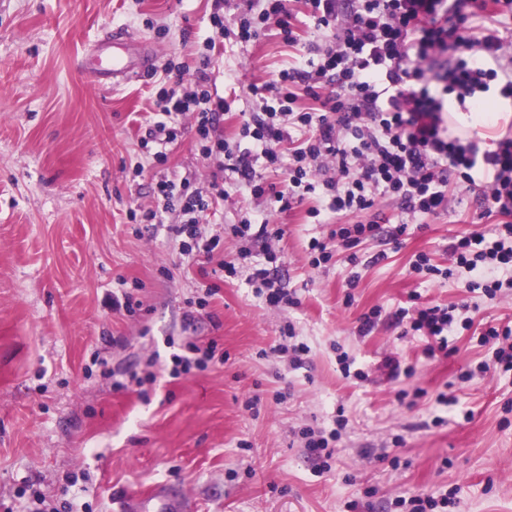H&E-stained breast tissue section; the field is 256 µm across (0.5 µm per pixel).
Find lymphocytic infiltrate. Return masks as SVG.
Returning <instances> with one entry per match:
<instances>
[{"mask_svg":"<svg viewBox=\"0 0 512 512\" xmlns=\"http://www.w3.org/2000/svg\"><path fill=\"white\" fill-rule=\"evenodd\" d=\"M303 5L322 33V44L295 58L277 79L251 86L254 109L235 137L215 134L226 105L212 98L206 72H199L191 92L173 87L159 94L160 118L144 136L156 146V160L165 161L177 139L169 117L187 116L203 157L223 158L233 175L231 189L267 196L269 211L284 213L319 196L329 203L323 209L306 207L310 218L325 211L360 214V222L337 225L328 240L309 241L308 263L315 269L332 257L329 240L348 249V262L355 266L362 242L381 235L400 240L410 220L448 212L456 193L474 194L486 214L499 218L494 235L456 238L449 247L452 267H438L422 253L413 269L425 283L450 279L454 269H462L466 290L490 301L502 289H512V137L483 151L450 135L444 116L448 91L462 102L494 86L502 98H512V64L505 62L501 37L494 31L474 35L487 17L504 27L511 24L512 0H303ZM271 23L285 44H298L287 0H249L237 19L238 36L245 42L257 39ZM435 81L442 83V92L432 91ZM287 141L292 159L284 167L280 152ZM268 169L280 171V180L268 182ZM156 189L163 209L181 213V222L172 227L181 254L212 255L220 241L205 237L201 225L230 189L210 196L171 179L158 181ZM383 199L396 202L402 213L388 229L378 210ZM268 213L248 211L230 225L228 234L242 254L259 246L275 256L274 243L283 232L271 229ZM219 269L229 277L245 276L271 308L299 304L265 265L242 271L223 263ZM391 319L403 334L426 336L422 353L429 359L456 354L454 335L473 324L472 318H459L455 306L437 304L401 307ZM479 343L492 356L464 371L462 380L512 373L511 323H485ZM223 361L217 340H190L171 355L167 371L180 378Z\"/></svg>","mask_w":512,"mask_h":512,"instance_id":"1","label":"lymphocytic infiltrate"}]
</instances>
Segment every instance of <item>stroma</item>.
<instances>
[{"mask_svg":"<svg viewBox=\"0 0 512 512\" xmlns=\"http://www.w3.org/2000/svg\"><path fill=\"white\" fill-rule=\"evenodd\" d=\"M245 6L0 0V502L25 512L17 493L30 483L56 505L72 502V512H119L125 499L158 506L155 490L165 486L178 502L174 512H347V501L363 497L361 512H400L397 498L454 489L459 505L447 512H512V412L504 409L512 378L460 379L489 355L476 340L482 324L512 319V295L469 310L474 325L448 357L425 359L423 337L401 335L390 320L416 290L426 303L471 302L450 280L419 286L411 267L420 252L448 267L456 234L493 233L497 216L483 215L469 194L399 242L381 236L360 244L372 262L359 267L353 288L346 252L334 251L327 267L308 265L310 238H327L336 216L317 224L302 206L274 214L273 226L284 231L277 275L301 301L284 313L267 308L244 277L218 274L221 262L237 259L234 241L190 262L170 236L176 215L159 224L129 219V210L156 208L162 177L195 188L225 178L201 157L186 119L166 162H153L142 137L161 90L190 86L200 55L209 54L211 92L230 109L218 131L229 138L252 109L251 85L276 78L320 40L301 0H292L297 48L273 26L240 42L236 18ZM217 8L228 29L220 38L211 26ZM115 35L126 38L132 63L143 46L155 53L148 74L104 86L91 76L95 47ZM180 63L187 69L178 75ZM229 72L236 83L226 81ZM268 207L265 198L231 194L202 230L223 235L246 210ZM210 282L218 294L189 311L188 299ZM122 291L138 301L136 313L105 307L108 294ZM374 307L381 320L358 335L361 315ZM289 322L310 347L299 370L287 357L262 355L282 343ZM212 338L224 364L169 377L170 356L185 341ZM340 349L365 378L342 375ZM388 356L415 365V376L390 381ZM116 372H152L157 381L116 391ZM418 388L425 397L414 398ZM440 391L457 406L444 412L433 404ZM257 393L258 413L245 411ZM340 407L349 424L320 472L300 431L329 426ZM442 413L447 424L431 426Z\"/></svg>","mask_w":512,"mask_h":512,"instance_id":"35a3bbf8","label":"stroma"}]
</instances>
